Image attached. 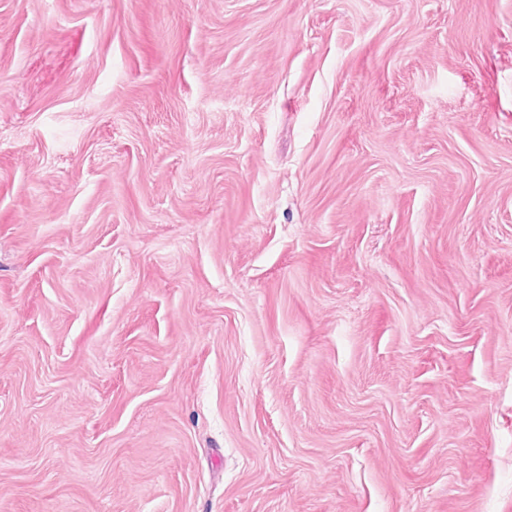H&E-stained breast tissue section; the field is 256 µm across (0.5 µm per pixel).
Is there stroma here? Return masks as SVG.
I'll use <instances>...</instances> for the list:
<instances>
[{"label":"stroma","mask_w":512,"mask_h":512,"mask_svg":"<svg viewBox=\"0 0 512 512\" xmlns=\"http://www.w3.org/2000/svg\"><path fill=\"white\" fill-rule=\"evenodd\" d=\"M0 512H512V0H0Z\"/></svg>","instance_id":"stroma-1"}]
</instances>
